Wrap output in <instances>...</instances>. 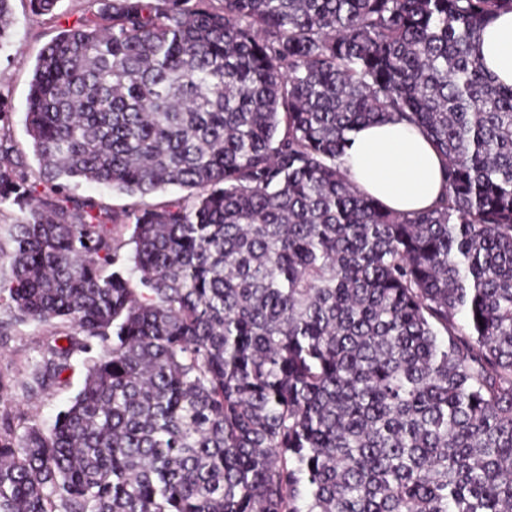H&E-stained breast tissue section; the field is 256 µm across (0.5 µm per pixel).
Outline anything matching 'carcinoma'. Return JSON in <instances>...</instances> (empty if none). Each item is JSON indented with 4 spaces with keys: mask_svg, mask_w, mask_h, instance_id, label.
<instances>
[{
    "mask_svg": "<svg viewBox=\"0 0 512 512\" xmlns=\"http://www.w3.org/2000/svg\"><path fill=\"white\" fill-rule=\"evenodd\" d=\"M96 2L34 68L39 197L0 103V293L71 328L35 388L87 354L0 428V512H512V86L476 54L512 0ZM385 122L445 160L425 210L340 167ZM79 180L189 194L112 212L122 254Z\"/></svg>",
    "mask_w": 512,
    "mask_h": 512,
    "instance_id": "1",
    "label": "carcinoma"
}]
</instances>
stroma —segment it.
Here are the masks:
<instances>
[{
	"mask_svg": "<svg viewBox=\"0 0 512 512\" xmlns=\"http://www.w3.org/2000/svg\"><path fill=\"white\" fill-rule=\"evenodd\" d=\"M10 42L0 48V99L12 114L10 134L20 151L19 167L31 182L39 180V165L25 128L27 100L35 63L43 50L64 30L95 15L96 0H58L54 13L35 14L29 0H11ZM66 324L20 322L9 301H0V424L15 435L32 426L49 429L83 385V353H75L73 367L62 381L43 391L30 388L31 371L47 345L63 340Z\"/></svg>",
	"mask_w": 512,
	"mask_h": 512,
	"instance_id": "stroma-1",
	"label": "stroma"
}]
</instances>
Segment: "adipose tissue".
<instances>
[{"mask_svg":"<svg viewBox=\"0 0 512 512\" xmlns=\"http://www.w3.org/2000/svg\"><path fill=\"white\" fill-rule=\"evenodd\" d=\"M478 55L496 82L512 86V13L486 25ZM342 162L362 192L398 212L429 208L445 187L441 156L416 129L401 123L359 127Z\"/></svg>","mask_w":512,"mask_h":512,"instance_id":"ef3b65f1","label":"adipose tissue"}]
</instances>
